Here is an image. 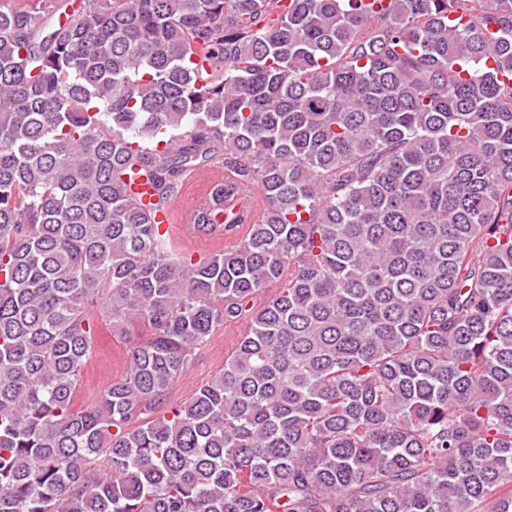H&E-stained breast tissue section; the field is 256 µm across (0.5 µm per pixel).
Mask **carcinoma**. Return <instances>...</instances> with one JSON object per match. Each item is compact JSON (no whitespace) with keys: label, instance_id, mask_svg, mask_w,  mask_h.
I'll list each match as a JSON object with an SVG mask.
<instances>
[{"label":"carcinoma","instance_id":"carcinoma-1","mask_svg":"<svg viewBox=\"0 0 512 512\" xmlns=\"http://www.w3.org/2000/svg\"><path fill=\"white\" fill-rule=\"evenodd\" d=\"M0 512H512V0H0ZM200 206H194L188 209H184L181 212L180 220L183 224V228L189 233H193L196 230L197 213ZM182 224H175L173 231L176 240L181 248L183 254L191 256L194 261L200 258H205L217 251L224 250V239L222 245L209 237L199 233L197 235H188L180 227ZM97 326L93 336L92 357L77 389V405L92 402L112 379L123 373L130 347L148 338L151 330L142 322L127 326V335L112 331L109 313L104 305L94 309ZM246 329V320L218 329L179 379L171 394V402L179 403L188 399L203 382L218 372L224 366V357L231 353L236 339Z\"/></svg>","mask_w":512,"mask_h":512}]
</instances>
